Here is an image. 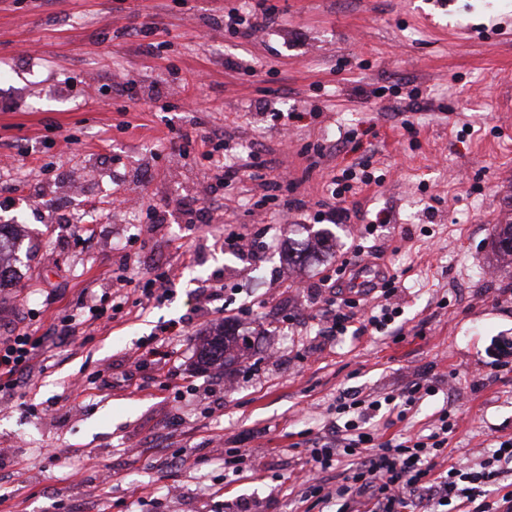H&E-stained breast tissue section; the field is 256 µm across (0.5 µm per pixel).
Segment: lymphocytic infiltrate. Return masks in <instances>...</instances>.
<instances>
[{"label":"lymphocytic infiltrate","instance_id":"obj_1","mask_svg":"<svg viewBox=\"0 0 512 512\" xmlns=\"http://www.w3.org/2000/svg\"><path fill=\"white\" fill-rule=\"evenodd\" d=\"M396 276L386 275L369 282L381 301L378 313L358 316L360 302L343 298L334 305V332L343 334L354 321L376 329H384L399 316L400 307L392 299L397 293ZM41 339L20 332L0 342V395L12 400L14 390L26 371L31 370L41 346ZM428 384L417 383L400 393H387L371 398L343 393L336 399L335 444H323L311 449L310 457L322 477L312 480L304 476L302 501L336 502V512H405L412 502L426 506L429 512H441L443 507L460 502L469 512H512V497L503 496L501 506L487 503V488L495 484L505 464H512V447L498 446L482 459L478 467L468 465L445 466L444 452L448 435L457 427L456 417L441 411L430 434L408 438L400 442L377 441L369 430L370 420L381 410L394 404L414 405L423 395L431 393ZM397 412V419L405 414ZM352 459V470L344 482L333 481L330 469L339 458Z\"/></svg>","mask_w":512,"mask_h":512}]
</instances>
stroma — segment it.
Listing matches in <instances>:
<instances>
[{
  "instance_id": "1",
  "label": "stroma",
  "mask_w": 512,
  "mask_h": 512,
  "mask_svg": "<svg viewBox=\"0 0 512 512\" xmlns=\"http://www.w3.org/2000/svg\"><path fill=\"white\" fill-rule=\"evenodd\" d=\"M263 5L276 10L274 28L247 40L226 30L229 9ZM120 79L164 97L129 98ZM264 97L279 116L259 112ZM191 127L223 134L225 147L180 152L172 140ZM249 146L296 187L270 198L245 177L213 196L217 162ZM1 154L13 163L0 168V224L22 233L18 276L0 288V340L27 330L43 343L28 384L0 410V512H225L236 500L303 512L294 476L328 441V408L346 389L435 385L403 422L370 429L402 441L451 411L452 463L512 438V266L491 249L512 220V7L0 0ZM363 161L376 182L357 207L387 210L390 223L331 225L315 257L289 264V246L320 228L331 177ZM296 197L306 209L284 214ZM152 205L164 223L149 222ZM263 227L259 254L224 245ZM360 246L370 271L398 275L401 314L380 332L335 335L330 292L314 287ZM162 273L166 293L136 304V289ZM119 276L133 292H113ZM216 278L222 316L199 304ZM226 315L252 331L254 351L201 368L198 347ZM179 320L165 369L136 367L139 347ZM216 435L263 471L233 473L208 445Z\"/></svg>"
}]
</instances>
